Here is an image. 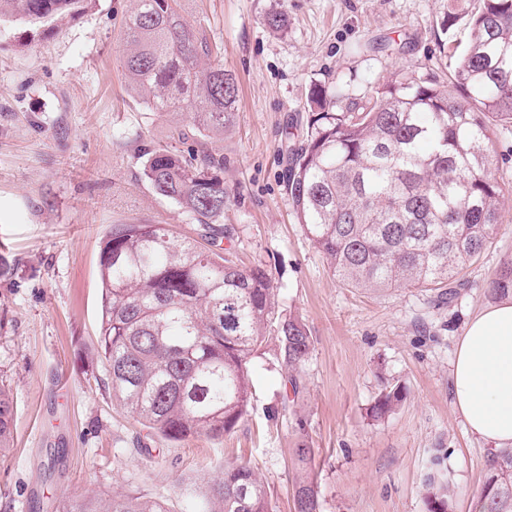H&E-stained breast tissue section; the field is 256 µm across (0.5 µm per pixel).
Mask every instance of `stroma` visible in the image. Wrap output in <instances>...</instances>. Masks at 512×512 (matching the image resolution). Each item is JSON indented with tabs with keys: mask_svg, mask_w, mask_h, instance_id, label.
Returning a JSON list of instances; mask_svg holds the SVG:
<instances>
[{
	"mask_svg": "<svg viewBox=\"0 0 512 512\" xmlns=\"http://www.w3.org/2000/svg\"><path fill=\"white\" fill-rule=\"evenodd\" d=\"M130 0H86L52 34L18 22L0 32V385L14 397L0 449V512H71L115 493L195 512L225 462H249L273 512H294L299 433L315 450L320 512H427L428 478L447 481L452 512H472L490 448L468 430L450 372L470 319L498 302L489 285L512 259V126L492 135L491 170L506 188L493 245L449 300L414 288L374 293L340 282L307 239L286 191L287 133L304 138L316 85L339 87L334 111L407 75L447 80L471 41L480 0H185L184 17L221 46L239 82L224 154L222 245L264 267L274 315L294 316L313 346L297 374L274 330L249 364L252 401L233 432L172 442L112 399L96 356L99 256L115 224L197 225L142 177L140 150L179 140L189 118L153 112L121 67ZM284 12L285 31L263 23ZM449 31L441 24L448 15ZM404 399L376 420L385 386Z\"/></svg>",
	"mask_w": 512,
	"mask_h": 512,
	"instance_id": "stroma-1",
	"label": "stroma"
}]
</instances>
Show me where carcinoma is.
<instances>
[{
  "instance_id": "carcinoma-1",
  "label": "carcinoma",
  "mask_w": 512,
  "mask_h": 512,
  "mask_svg": "<svg viewBox=\"0 0 512 512\" xmlns=\"http://www.w3.org/2000/svg\"><path fill=\"white\" fill-rule=\"evenodd\" d=\"M83 0H0V22L42 31ZM181 0H132L122 68L129 89L154 112H187L200 138L183 154L143 151L142 177L177 203L211 246L224 238V154L209 147L233 120L235 76L206 32L187 26ZM471 42L448 88L435 79L379 87L344 112L327 87L311 91L307 134L291 153L287 180L297 217L333 275L354 288H416L453 295L468 266L492 243L505 188L491 171L493 124L512 125V0H483ZM97 358L112 399L144 426L177 442L232 432L250 405L249 362L273 319V281L197 241L175 243L165 224H114L102 241ZM490 288L512 295V259ZM280 355L297 369L313 340L295 317L277 323ZM402 401L385 388L375 418ZM14 399L0 386V448L10 445ZM301 469L295 512H319L308 476L314 449H293ZM200 512H272L246 462H228L201 493ZM427 512H450L448 485L428 483ZM481 512H512V448L492 455ZM74 512H171L166 501L115 494Z\"/></svg>"
}]
</instances>
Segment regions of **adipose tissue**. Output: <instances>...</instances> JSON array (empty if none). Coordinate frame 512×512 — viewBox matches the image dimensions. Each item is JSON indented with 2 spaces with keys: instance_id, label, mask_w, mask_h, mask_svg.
I'll use <instances>...</instances> for the list:
<instances>
[{
  "instance_id": "1",
  "label": "adipose tissue",
  "mask_w": 512,
  "mask_h": 512,
  "mask_svg": "<svg viewBox=\"0 0 512 512\" xmlns=\"http://www.w3.org/2000/svg\"><path fill=\"white\" fill-rule=\"evenodd\" d=\"M451 380L470 432L495 447L512 446V298L470 320Z\"/></svg>"
}]
</instances>
